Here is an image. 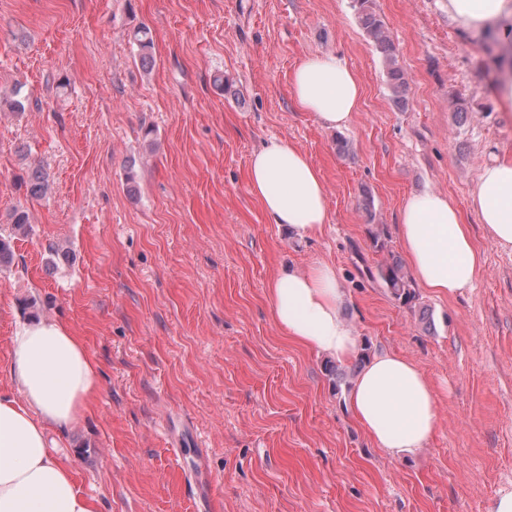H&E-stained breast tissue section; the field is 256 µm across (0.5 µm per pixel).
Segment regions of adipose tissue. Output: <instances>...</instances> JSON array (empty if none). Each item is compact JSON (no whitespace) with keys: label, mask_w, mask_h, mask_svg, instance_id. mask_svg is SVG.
<instances>
[{"label":"adipose tissue","mask_w":512,"mask_h":512,"mask_svg":"<svg viewBox=\"0 0 512 512\" xmlns=\"http://www.w3.org/2000/svg\"><path fill=\"white\" fill-rule=\"evenodd\" d=\"M512 15V0H448V18L470 33ZM297 107L326 127H347L361 99V84L336 55L302 60L293 73ZM250 193L270 223L297 237L327 222L325 185L318 168L297 146L272 138L253 152L247 168ZM471 206L491 238L512 247V158L486 163ZM397 233L421 286L451 297L471 291L480 256L470 231L447 195L428 191L400 208ZM267 294L277 327L287 337L338 361L351 360L357 338L340 311L335 268L318 263L304 272L280 271ZM8 376L17 396L0 395V512H98L79 485L68 456L50 447L87 414L100 371L83 340L54 319L25 322L12 339ZM356 423L378 447L400 456L422 448L436 423V396L411 360L374 355L347 396Z\"/></svg>","instance_id":"ef3b65f1"}]
</instances>
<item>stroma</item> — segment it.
<instances>
[{
  "label": "stroma",
  "instance_id": "35a3bbf8",
  "mask_svg": "<svg viewBox=\"0 0 512 512\" xmlns=\"http://www.w3.org/2000/svg\"><path fill=\"white\" fill-rule=\"evenodd\" d=\"M374 3L409 80L403 108L352 0H0V97L31 101L0 110V234L18 205L32 224L0 271V394L16 392L18 323L54 318L81 336L100 388L61 446L101 512H493L512 484V248L470 205L483 164L512 155V112L486 41L449 22L445 0ZM141 24L147 69L127 40ZM324 53L362 86L340 133L293 98L296 66ZM273 137L321 172L328 220L313 237L269 223L248 190L250 156ZM34 165L51 178L40 200L22 185ZM428 190L459 208L481 266L464 296L420 289L424 323L360 270L403 256L396 215ZM319 262L358 340L432 385L437 426L416 453L373 444L324 355L276 326L272 276ZM130 41L135 47L134 58L142 67L152 65L154 61V39L149 27L139 25L130 34Z\"/></svg>",
  "mask_w": 512,
  "mask_h": 512
}]
</instances>
